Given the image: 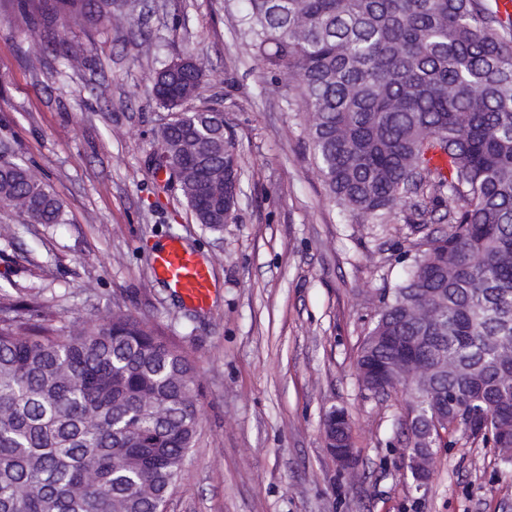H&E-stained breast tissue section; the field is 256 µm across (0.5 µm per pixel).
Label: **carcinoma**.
Wrapping results in <instances>:
<instances>
[{
    "mask_svg": "<svg viewBox=\"0 0 512 512\" xmlns=\"http://www.w3.org/2000/svg\"><path fill=\"white\" fill-rule=\"evenodd\" d=\"M116 0H18L65 27ZM254 55L288 77L329 199L383 224L439 220L383 309L359 370L409 355L422 380L397 386L427 410L448 402V433L512 448V14L499 0H249ZM209 83L162 68L152 94L172 118L156 132L168 174L199 224L237 219L240 154ZM0 206L62 224L63 204L28 165L0 158ZM39 304L0 302V512H167L200 438L196 367L164 332L115 311L59 333Z\"/></svg>",
    "mask_w": 512,
    "mask_h": 512,
    "instance_id": "carcinoma-1",
    "label": "carcinoma"
}]
</instances>
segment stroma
<instances>
[{
    "instance_id": "obj_1",
    "label": "stroma",
    "mask_w": 512,
    "mask_h": 512,
    "mask_svg": "<svg viewBox=\"0 0 512 512\" xmlns=\"http://www.w3.org/2000/svg\"><path fill=\"white\" fill-rule=\"evenodd\" d=\"M249 0H129L120 19L66 31L0 0V155L23 159L67 221L28 223L0 207V296L36 298L63 327L121 310L160 326L199 367L201 438L168 512H512V471L466 439L442 449L426 488L406 474L405 395L366 389L360 346L381 291L402 281L430 224H369L327 198L307 116L240 26ZM64 35L75 55L53 49ZM193 57L241 152L238 220L197 224L150 153L166 110L150 79ZM179 238L203 254L208 308L154 279L153 249ZM352 421L355 464L325 448L331 407Z\"/></svg>"
}]
</instances>
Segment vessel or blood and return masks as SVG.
<instances>
[{
	"label": "vessel or blood",
	"instance_id": "obj_1",
	"mask_svg": "<svg viewBox=\"0 0 512 512\" xmlns=\"http://www.w3.org/2000/svg\"><path fill=\"white\" fill-rule=\"evenodd\" d=\"M155 279L163 282L186 304L207 308L213 296L210 269L205 259L185 247L181 240L169 238L162 242L150 258Z\"/></svg>",
	"mask_w": 512,
	"mask_h": 512
}]
</instances>
